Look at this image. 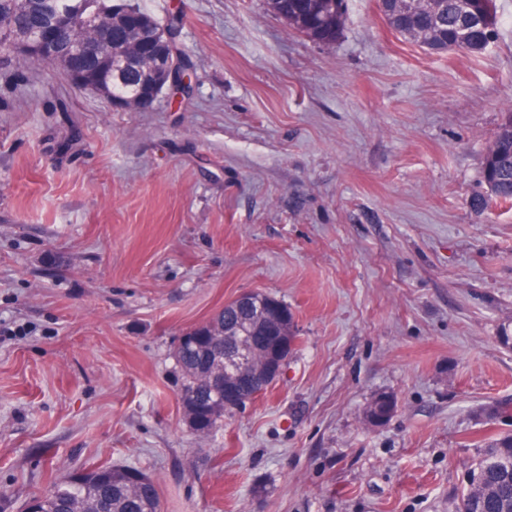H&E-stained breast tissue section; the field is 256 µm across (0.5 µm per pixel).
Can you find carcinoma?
Instances as JSON below:
<instances>
[{
  "mask_svg": "<svg viewBox=\"0 0 512 512\" xmlns=\"http://www.w3.org/2000/svg\"><path fill=\"white\" fill-rule=\"evenodd\" d=\"M17 0H0V37L8 41L7 30L33 29L51 19L53 6L63 5L70 14L82 18L96 16L106 20L112 0H31V9L16 10ZM268 10L281 18H289L290 27L310 40L334 44L343 28L345 11L327 0H267ZM379 10L388 26L403 38L430 53L456 50L481 54L496 37L497 0H417L414 8L400 7L399 0H381ZM91 38L79 20H70L60 34V48L72 42ZM0 56L7 58L8 68L16 75L27 68L32 55H18L0 45ZM106 88L126 95L141 86L142 78L131 77L125 83L100 76ZM481 183L485 191L471 198V207L481 213L491 202L512 203V112L502 122L485 155ZM221 320L234 324L222 340L224 355L237 353L242 345V331L256 325L255 311L229 305L215 314L209 323ZM208 339H198L174 350L175 368L179 376L178 393L185 408H198L199 428L212 432L224 423L228 409L216 398L200 372L206 356ZM85 475L69 476L39 494L40 512H159V498L150 477L138 485L128 483L126 469L100 467L84 469ZM462 505L466 512H512V434L492 439L486 449L470 463L468 483L463 490Z\"/></svg>",
  "mask_w": 512,
  "mask_h": 512,
  "instance_id": "carcinoma-1",
  "label": "carcinoma"
}]
</instances>
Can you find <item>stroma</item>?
Returning a JSON list of instances; mask_svg holds the SVG:
<instances>
[{
	"label": "stroma",
	"mask_w": 512,
	"mask_h": 512,
	"mask_svg": "<svg viewBox=\"0 0 512 512\" xmlns=\"http://www.w3.org/2000/svg\"><path fill=\"white\" fill-rule=\"evenodd\" d=\"M497 2L474 56L404 40L376 0L329 46L265 0H138L180 15L182 104L115 111L38 62L0 77V512L113 464L160 512H460L512 433L486 413L512 405V204L470 207L512 111ZM245 291L286 303L298 343L201 439L175 341Z\"/></svg>",
	"instance_id": "35a3bbf8"
}]
</instances>
